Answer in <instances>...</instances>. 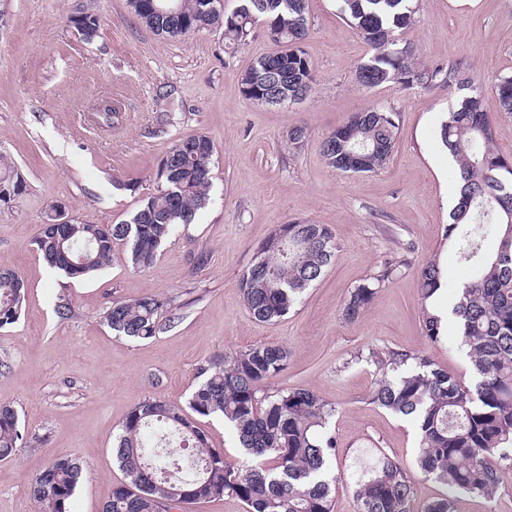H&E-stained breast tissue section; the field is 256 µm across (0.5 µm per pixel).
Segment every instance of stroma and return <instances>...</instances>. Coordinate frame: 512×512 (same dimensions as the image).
I'll use <instances>...</instances> for the list:
<instances>
[{"label": "stroma", "mask_w": 512, "mask_h": 512, "mask_svg": "<svg viewBox=\"0 0 512 512\" xmlns=\"http://www.w3.org/2000/svg\"><path fill=\"white\" fill-rule=\"evenodd\" d=\"M82 4L100 17L90 42L68 22ZM306 12L314 92L272 107L241 93L244 72L272 49L263 25L238 45L220 28L166 39L136 19L127 0H0V152L25 181L21 194L0 203V267L27 285L18 321L0 328V360L8 363L0 402L43 439L0 460V512H35L29 480L59 453L89 467L72 512H101L125 479L112 443L127 414L148 397L186 405L199 367L218 354L286 346L288 366L273 387L307 388L335 407L333 512L357 510L349 475L360 449L377 446L415 464L413 421L370 401L379 371L369 351L425 352L472 383L465 348L426 340L417 288L421 270L439 259L444 308L469 274L443 238L456 179L439 130L460 93L394 83L363 89L354 71L368 47L341 19L337 0H306ZM404 38L422 64L461 59L477 79L510 75L512 0H418ZM105 103L119 110L110 125L99 114ZM375 105L401 116L390 159L374 174L336 172L321 154L322 139ZM296 127L305 138L294 150L288 132ZM193 134L217 149L210 199L162 243L153 266L134 268L120 245L109 267L82 281L46 268L35 237L52 208L82 224L128 219L153 192L173 142ZM294 220L329 225L335 256L288 315L257 322L244 303L242 274L277 225ZM395 258L403 262L396 277L362 317L346 321L350 290ZM149 294L171 299L176 313L155 338L130 340L104 324L112 300ZM62 297L71 304L66 317L55 311Z\"/></svg>", "instance_id": "35a3bbf8"}]
</instances>
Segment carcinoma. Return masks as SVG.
<instances>
[{"label": "carcinoma", "instance_id": "1", "mask_svg": "<svg viewBox=\"0 0 512 512\" xmlns=\"http://www.w3.org/2000/svg\"><path fill=\"white\" fill-rule=\"evenodd\" d=\"M160 0H128L133 14L154 33L176 39L206 27L224 28L239 44L263 23L275 49L257 57L241 87L263 88L279 69L288 99L307 98L315 82L311 59L301 44L308 36L306 0H173L177 13L152 10ZM339 14L369 47L354 71L356 82L374 89L446 86L465 94L441 123V143L456 163L457 202L444 238L456 243L472 269L450 312L458 321L455 341L467 347L474 383L466 386L428 354L409 351L369 353L380 373L371 401L418 428L416 467L411 470L380 448H363L353 464L357 512H455L458 495L493 500L503 473L512 468V156L496 145L497 129L483 108L485 84L462 60L422 67L403 39L416 13L415 0H338ZM83 40L98 34L100 18L84 6L69 16ZM501 112L512 117V75L491 79ZM399 112L372 106L353 114L322 140L321 153L348 175L376 173L390 159L399 130ZM212 140L202 134L174 142L161 160L157 189L140 208L117 224H61L38 231L37 249L46 265L66 278L82 280L108 267L122 245L136 268L151 267L161 244L180 225L195 220L212 185ZM24 188L21 175L0 154V203ZM327 224H290L288 238L275 230L244 272L240 288L250 316L261 323L286 316L335 255ZM400 262H385L382 274L355 286L344 319H359L378 288L398 273ZM443 285L439 263L430 261L419 276L422 330L434 345L445 341L442 317L430 310ZM26 285L13 269L0 268V328L14 324ZM173 318L169 299L156 295L114 300L103 321L117 336L148 340ZM288 348L252 345L217 356L197 371L200 382L188 408L202 417H222L237 438L243 457L230 461L213 447L184 410L161 398L136 404L122 422L112 452L129 482L112 488L102 512H157L159 501L186 506L232 496L248 512H333L329 461L336 437L327 425L336 409L301 387L270 388L288 366ZM38 438L22 430L17 410L0 403V460ZM83 467L59 453L28 483L37 512H71ZM443 487L440 496L415 509L417 479Z\"/></svg>", "mask_w": 512, "mask_h": 512}]
</instances>
